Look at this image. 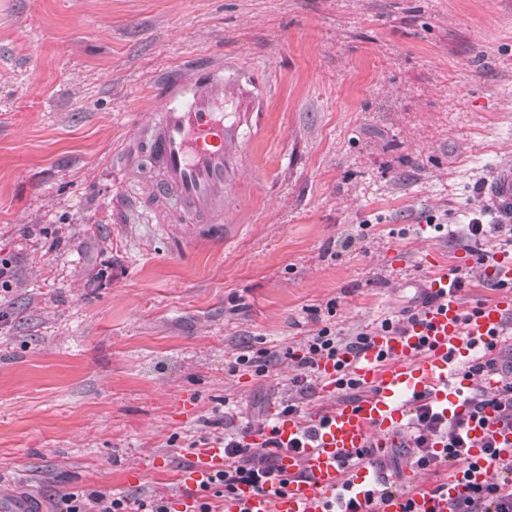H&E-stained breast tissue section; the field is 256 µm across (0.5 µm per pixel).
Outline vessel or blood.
I'll return each mask as SVG.
<instances>
[{"label":"vessel or blood","mask_w":512,"mask_h":512,"mask_svg":"<svg viewBox=\"0 0 512 512\" xmlns=\"http://www.w3.org/2000/svg\"><path fill=\"white\" fill-rule=\"evenodd\" d=\"M155 92V105L138 115L135 134L112 155L115 198L135 200L148 223L177 224L179 233L192 239L222 238L224 191L237 167L236 143L249 117V93L225 83L223 61L199 56L186 57L161 74ZM146 170L153 173L152 190L142 194L130 175ZM483 196L491 209L512 212L511 164L495 170ZM493 278L504 299L466 319L447 274L434 275L428 285L434 301L422 323L403 334L375 337L357 360L355 377L370 388L369 396L336 407L311 437L301 420L279 421L278 438L289 446L280 462L288 479L283 494L269 497L243 485L225 499L224 512H332L334 494L360 499L383 483L382 471L360 469L350 477L344 466L368 444L393 445L392 433L404 423L412 396L430 393L442 409L458 405V398L448 394V378L455 373L449 353L464 352L465 337L487 338L512 316V258L499 259ZM469 437L478 465L468 475H451L446 497L418 493L409 500L392 493L383 512H448L449 499L487 479L491 468L483 463L481 448L486 438L495 440L504 459H512V422L498 413L472 424ZM192 461L188 479L196 484L223 467L224 450L218 443L195 449Z\"/></svg>","instance_id":"obj_1"}]
</instances>
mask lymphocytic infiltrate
Instances as JSON below:
<instances>
[{
  "label": "lymphocytic infiltrate",
  "instance_id": "lymphocytic-infiltrate-1",
  "mask_svg": "<svg viewBox=\"0 0 512 512\" xmlns=\"http://www.w3.org/2000/svg\"><path fill=\"white\" fill-rule=\"evenodd\" d=\"M428 310L427 305L407 310L403 318L382 319L371 327L351 336H341L330 326H323L310 337L297 357L298 375L293 383L300 392H307L321 365L332 364L338 390L345 392L349 402L360 399V383L352 373V361L366 349L374 336L388 332H406L420 324ZM472 357L463 365L464 377L480 375L488 369L497 370L502 385L498 391L487 394L475 391L461 415H445L430 395L419 394L411 402L408 426L410 435L406 454L410 465L429 471L442 466L460 464L472 469L469 453V423L484 420L487 410L502 411L512 416V360L499 363L492 353L493 340L470 339L466 342ZM301 409L293 400H283L272 418L252 420L225 433L224 466L200 483L201 494L194 500L195 512H214L213 497H232L240 485L252 486L267 495L279 494L287 481L278 467L282 445L277 438V418L299 415ZM442 451H435V444ZM483 458L487 463L499 465L502 473L491 482L471 486L466 495L449 501L448 512H512V461H503L493 439L483 443ZM58 512H172V504L162 497L131 499L116 493L69 492L61 496Z\"/></svg>",
  "mask_w": 512,
  "mask_h": 512
}]
</instances>
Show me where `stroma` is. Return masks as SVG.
<instances>
[{
	"label": "stroma",
	"mask_w": 512,
	"mask_h": 512,
	"mask_svg": "<svg viewBox=\"0 0 512 512\" xmlns=\"http://www.w3.org/2000/svg\"><path fill=\"white\" fill-rule=\"evenodd\" d=\"M223 57L255 110L220 243L112 209L108 161L151 75ZM512 162V0H0V492L174 501L190 441L296 396L298 352L417 306L429 278L499 291L487 211ZM275 352L259 376L243 351ZM481 211H479L478 216L476 215L473 217L469 224L461 225L462 228V237L470 240H481L487 236L489 232H495V233H503L499 234L498 236H503L504 238L499 239V242L494 245V248L491 250H481L477 253V264L481 266H487L490 267L496 263V256L498 252L502 251H496V249L503 248V251L505 250L504 247L506 246H512V227L510 224H493V227H490L492 225H486L483 224L482 218H481ZM486 226H489V229L486 228ZM509 226V227H508ZM499 246V247H497Z\"/></svg>",
	"instance_id": "1"
}]
</instances>
